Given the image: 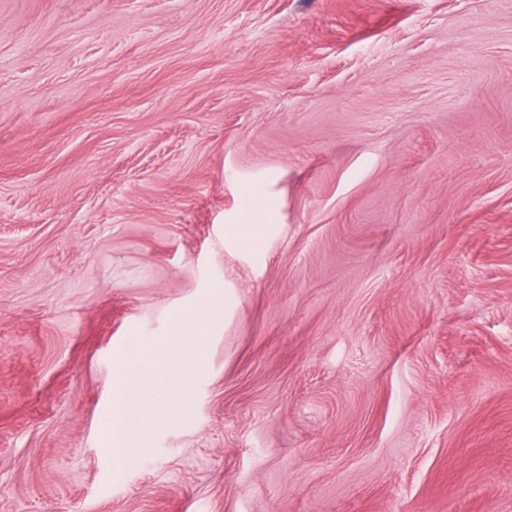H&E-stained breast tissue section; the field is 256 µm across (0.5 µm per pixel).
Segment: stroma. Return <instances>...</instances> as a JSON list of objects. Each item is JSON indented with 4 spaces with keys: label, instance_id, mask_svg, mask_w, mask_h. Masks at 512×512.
<instances>
[{
    "label": "stroma",
    "instance_id": "35a3bbf8",
    "mask_svg": "<svg viewBox=\"0 0 512 512\" xmlns=\"http://www.w3.org/2000/svg\"><path fill=\"white\" fill-rule=\"evenodd\" d=\"M56 505L512 512V0H0V512ZM164 350L146 351L135 361L124 352L113 359L112 369V462L120 471L136 448L134 422H143L164 414L173 392L170 383L142 384L136 375L145 374L164 359Z\"/></svg>",
    "mask_w": 512,
    "mask_h": 512
}]
</instances>
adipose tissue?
I'll list each match as a JSON object with an SVG mask.
<instances>
[{
	"mask_svg": "<svg viewBox=\"0 0 512 512\" xmlns=\"http://www.w3.org/2000/svg\"><path fill=\"white\" fill-rule=\"evenodd\" d=\"M163 351H147L136 360L117 353L112 369V462L122 469L136 450L134 426L164 414L173 388L168 382L142 384L137 376L162 362Z\"/></svg>",
	"mask_w": 512,
	"mask_h": 512,
	"instance_id": "1",
	"label": "adipose tissue"
}]
</instances>
